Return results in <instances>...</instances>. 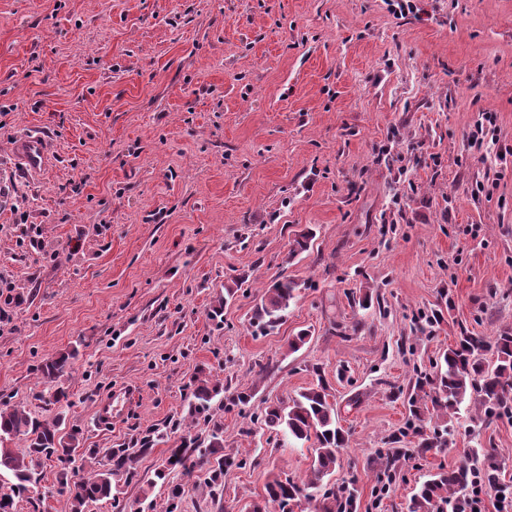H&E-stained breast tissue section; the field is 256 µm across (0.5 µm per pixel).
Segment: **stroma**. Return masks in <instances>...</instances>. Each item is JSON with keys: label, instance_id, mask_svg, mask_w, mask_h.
Instances as JSON below:
<instances>
[{"label": "stroma", "instance_id": "obj_1", "mask_svg": "<svg viewBox=\"0 0 512 512\" xmlns=\"http://www.w3.org/2000/svg\"><path fill=\"white\" fill-rule=\"evenodd\" d=\"M414 3L0 0V409L62 412L82 447L136 454L90 512H164L170 448L205 451L217 423L231 464L215 488L188 478L180 512H250L273 474L312 461L257 416L320 375L349 433L331 484L355 482L356 512H407L475 449L512 486V419L463 402L447 448L419 454L405 403L461 327L512 332V156L468 144L492 112L512 149V0ZM30 128L57 156L35 182L11 156ZM282 274L300 288L264 333L254 306ZM72 349L57 404L38 367ZM201 372L224 392L193 416ZM111 393L127 400L104 427ZM59 472L45 462L15 512H70Z\"/></svg>", "mask_w": 512, "mask_h": 512}]
</instances>
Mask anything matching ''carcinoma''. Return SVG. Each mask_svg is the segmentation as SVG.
Returning a JSON list of instances; mask_svg holds the SVG:
<instances>
[{"label":"carcinoma","instance_id":"1","mask_svg":"<svg viewBox=\"0 0 512 512\" xmlns=\"http://www.w3.org/2000/svg\"><path fill=\"white\" fill-rule=\"evenodd\" d=\"M299 290V284L281 275L263 292L254 311L257 326L272 331L285 320L288 308ZM491 353L494 363H489L485 353ZM72 349L45 361L39 368L47 383H57L68 373ZM317 383L301 391L288 402L267 406L258 416L260 423L271 433L296 446L309 445L313 463L307 480H298L286 472L273 476L266 484L263 502L253 505V512H269L274 505L276 512H293L302 503L317 500L322 495L316 512H352L354 497L343 486L336 493H320L325 481L333 475L340 451L347 446L348 434L339 423L336 400L329 383L319 368H313ZM416 389L430 399L437 415L445 418L457 413L465 398L474 400L486 417L512 411V333L504 332L488 340L466 327L454 344L448 346L435 360L434 372L416 381ZM224 392V385L209 379L195 380L191 407L196 412L209 408L211 401ZM65 417L55 415L50 420H39L21 410H0V471L13 477L9 492L0 493V512H14L15 498L30 491L38 481L43 461L55 459L61 466L59 492L68 494L70 512H85L88 503L103 499L117 500L114 489L116 477L133 470L135 458L126 448H110L107 463L93 468L89 476L79 480L69 479V465L81 456L82 462L97 457L94 448H81L77 433H63L60 427ZM421 437L419 451L448 447V439L438 431L425 433L422 426H413ZM21 438L23 448H10L7 442ZM224 438L220 429L211 434L208 455L195 458L186 444L169 449L165 468L156 473L162 479L168 473L190 476L195 469L209 466L210 481L217 483L224 474ZM478 468L463 463L451 471L442 470L424 481L411 496L408 512H444L448 497L466 491L472 474Z\"/></svg>","mask_w":512,"mask_h":512}]
</instances>
